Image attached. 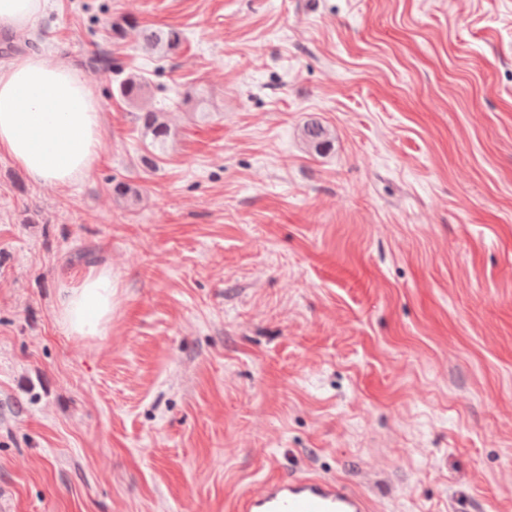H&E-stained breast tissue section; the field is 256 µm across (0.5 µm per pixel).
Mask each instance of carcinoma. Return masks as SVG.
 <instances>
[{
	"instance_id": "cac0c4a2",
	"label": "carcinoma",
	"mask_w": 512,
	"mask_h": 512,
	"mask_svg": "<svg viewBox=\"0 0 512 512\" xmlns=\"http://www.w3.org/2000/svg\"><path fill=\"white\" fill-rule=\"evenodd\" d=\"M135 38V47L149 55L171 56L177 53L186 40L183 29L178 27H145L131 14H121L109 24L108 37L112 45L118 46L129 37ZM93 68L106 69L116 77L120 97L136 112V122L140 133L146 140V153L140 157L145 168L156 165V159L163 154L166 145L176 136L166 120V112L150 102V85L147 77L139 72H127L118 58L105 50H98L88 59ZM301 138L311 149L322 151L330 145V132L318 121H310L301 128ZM112 196L130 206L139 202L137 187L122 182H113L109 186Z\"/></svg>"
}]
</instances>
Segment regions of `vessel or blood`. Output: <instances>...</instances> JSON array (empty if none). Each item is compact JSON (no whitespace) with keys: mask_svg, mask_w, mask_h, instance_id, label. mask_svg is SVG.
<instances>
[{"mask_svg":"<svg viewBox=\"0 0 512 512\" xmlns=\"http://www.w3.org/2000/svg\"><path fill=\"white\" fill-rule=\"evenodd\" d=\"M240 512H367V502L335 479L273 478L260 494L243 498Z\"/></svg>","mask_w":512,"mask_h":512,"instance_id":"b4317fda","label":"vessel or blood"}]
</instances>
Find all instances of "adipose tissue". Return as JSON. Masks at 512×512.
Segmentation results:
<instances>
[{
    "mask_svg": "<svg viewBox=\"0 0 512 512\" xmlns=\"http://www.w3.org/2000/svg\"><path fill=\"white\" fill-rule=\"evenodd\" d=\"M42 8V0H0V32L33 27ZM99 128L94 95L68 66L41 53L0 65V148L32 182L58 188L91 173ZM111 318V271L89 274L59 294L58 322L66 335H104Z\"/></svg>",
    "mask_w": 512,
    "mask_h": 512,
    "instance_id": "adipose-tissue-1",
    "label": "adipose tissue"
}]
</instances>
